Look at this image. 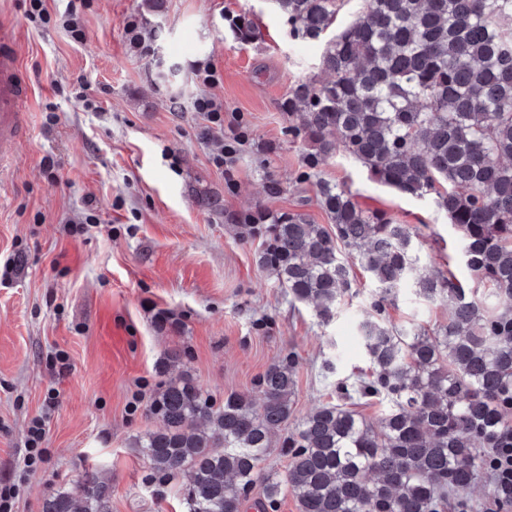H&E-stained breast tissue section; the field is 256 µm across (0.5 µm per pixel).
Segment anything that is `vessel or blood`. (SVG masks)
I'll return each instance as SVG.
<instances>
[{
    "instance_id": "vessel-or-blood-1",
    "label": "vessel or blood",
    "mask_w": 512,
    "mask_h": 512,
    "mask_svg": "<svg viewBox=\"0 0 512 512\" xmlns=\"http://www.w3.org/2000/svg\"><path fill=\"white\" fill-rule=\"evenodd\" d=\"M30 90L21 76L15 29L0 23V166L14 155L23 135V106Z\"/></svg>"
}]
</instances>
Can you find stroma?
<instances>
[{
    "label": "stroma",
    "mask_w": 512,
    "mask_h": 512,
    "mask_svg": "<svg viewBox=\"0 0 512 512\" xmlns=\"http://www.w3.org/2000/svg\"><path fill=\"white\" fill-rule=\"evenodd\" d=\"M74 6L85 37L73 40L54 16ZM28 0H0L12 23L32 90L13 159L0 167V491L6 512H42L86 471L111 488V512H187L186 484L156 486L137 442L161 427L146 406L181 373L216 403L236 393L260 399L258 379L286 354L296 391L282 435L313 411L346 404L378 422L382 397L344 398L340 383L368 376L358 338L375 284L357 286L334 318L295 300L259 263L262 237H241L250 212H302L329 219L317 181L340 184L367 208L420 225L422 263L469 283L455 227L431 197L373 181L336 154L316 180L299 181L307 144L286 108L297 83L320 74L322 43L290 32L272 0H47L53 19L30 23ZM258 26L249 41L229 20ZM138 20L147 50L130 44ZM211 62L214 95L240 114L247 138L232 175L214 163L221 133L195 111L203 87L197 62ZM98 104L84 110L77 93ZM278 182V194L268 191ZM217 197L216 211L197 199ZM396 327L433 328L447 306L400 288L387 307ZM112 351L104 353L103 337ZM180 362L161 370L170 352ZM44 417L42 455L26 465L28 429Z\"/></svg>",
    "instance_id": "35a3bbf8"
}]
</instances>
